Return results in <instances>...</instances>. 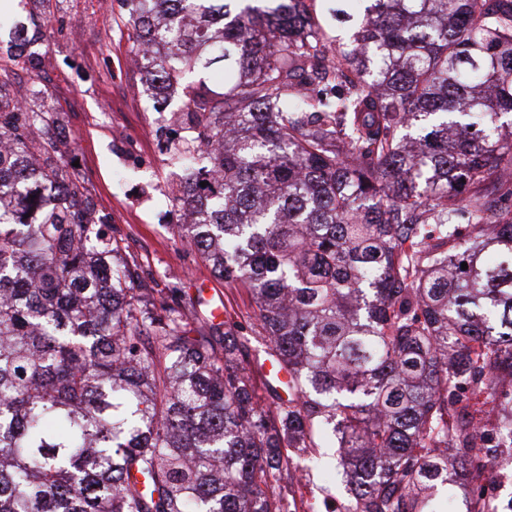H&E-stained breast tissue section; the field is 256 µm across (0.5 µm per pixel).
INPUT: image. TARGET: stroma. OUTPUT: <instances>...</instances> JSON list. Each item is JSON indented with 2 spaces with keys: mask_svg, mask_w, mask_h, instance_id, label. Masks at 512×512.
Masks as SVG:
<instances>
[{
  "mask_svg": "<svg viewBox=\"0 0 512 512\" xmlns=\"http://www.w3.org/2000/svg\"><path fill=\"white\" fill-rule=\"evenodd\" d=\"M12 2L10 16L35 31L39 60L33 69L14 68L0 84L26 92L31 110H56L64 158L77 163L82 185L111 218L108 233L124 239L157 300L181 299L187 314L201 317L223 303L226 329L252 339L255 393L265 397L266 347L250 292L215 278L177 232L179 211L155 136V97L132 63L122 0H60L51 17L42 0ZM287 454L290 463L308 469L306 479L291 487L297 512H309L313 503L346 502L347 489L333 469L316 465L314 455L299 448Z\"/></svg>",
  "mask_w": 512,
  "mask_h": 512,
  "instance_id": "1",
  "label": "stroma"
}]
</instances>
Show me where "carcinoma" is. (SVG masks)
<instances>
[{
  "label": "carcinoma",
  "instance_id": "cac0c4a2",
  "mask_svg": "<svg viewBox=\"0 0 512 512\" xmlns=\"http://www.w3.org/2000/svg\"><path fill=\"white\" fill-rule=\"evenodd\" d=\"M125 2L181 96L182 236L289 379L256 399L251 339L196 335L97 228L55 111L0 107V512H296L284 449L323 447L341 512H437L436 451L481 447L457 387L498 408L512 373V0Z\"/></svg>",
  "mask_w": 512,
  "mask_h": 512
}]
</instances>
